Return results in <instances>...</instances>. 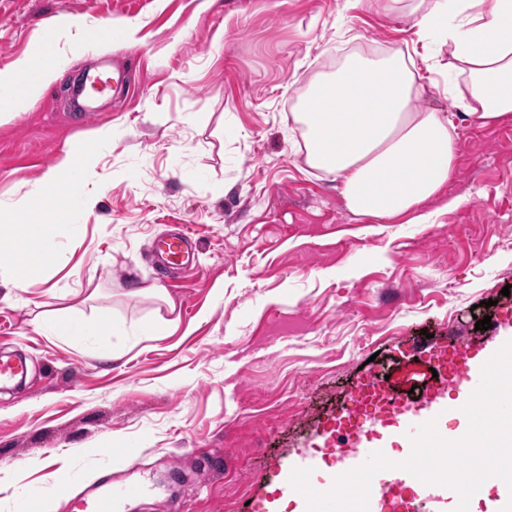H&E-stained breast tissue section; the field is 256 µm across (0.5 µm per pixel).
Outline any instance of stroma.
I'll use <instances>...</instances> for the list:
<instances>
[{"label": "stroma", "mask_w": 512, "mask_h": 512, "mask_svg": "<svg viewBox=\"0 0 512 512\" xmlns=\"http://www.w3.org/2000/svg\"><path fill=\"white\" fill-rule=\"evenodd\" d=\"M386 2L0 0V75L23 57L67 61L37 97L0 84L16 102L0 125V206L50 223L55 244L38 266L20 227L0 231V264L27 281L0 288V352L29 366L0 389V465L17 469L0 512H69L64 481L104 469L140 486L115 512H307L280 492L281 467L313 448L311 482H334L331 428L358 379L401 396L448 335L478 359L512 334V121L461 131L428 224L354 215L339 181L304 162L291 104L341 41L417 46ZM108 17L112 39L97 34ZM103 61L124 67L127 90L73 126L70 88ZM66 156L77 170L45 192ZM172 224L194 232L198 267L164 282L150 244Z\"/></svg>", "instance_id": "obj_1"}]
</instances>
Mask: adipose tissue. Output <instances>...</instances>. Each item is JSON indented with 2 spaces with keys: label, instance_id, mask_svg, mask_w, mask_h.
Returning a JSON list of instances; mask_svg holds the SVG:
<instances>
[{
  "label": "adipose tissue",
  "instance_id": "obj_1",
  "mask_svg": "<svg viewBox=\"0 0 512 512\" xmlns=\"http://www.w3.org/2000/svg\"><path fill=\"white\" fill-rule=\"evenodd\" d=\"M426 45L419 58L352 51L318 74L292 118L310 168L336 176L349 211L379 220L432 216L420 205L454 172L458 125L512 120V0H392ZM449 49L441 61L435 45ZM445 77L458 122L417 105L421 71Z\"/></svg>",
  "mask_w": 512,
  "mask_h": 512
}]
</instances>
